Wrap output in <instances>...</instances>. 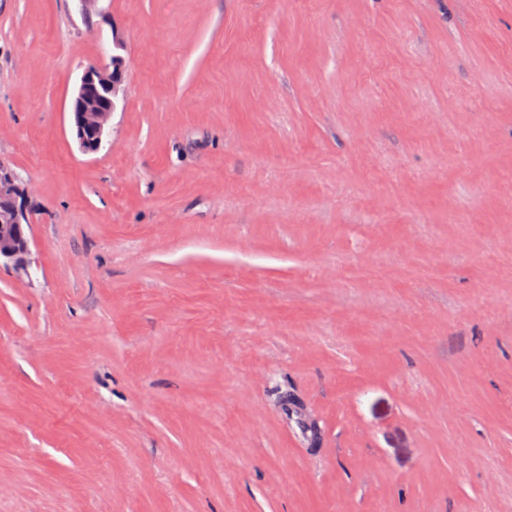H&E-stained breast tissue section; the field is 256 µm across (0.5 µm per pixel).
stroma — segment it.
Masks as SVG:
<instances>
[{"label":"stroma","mask_w":512,"mask_h":512,"mask_svg":"<svg viewBox=\"0 0 512 512\" xmlns=\"http://www.w3.org/2000/svg\"><path fill=\"white\" fill-rule=\"evenodd\" d=\"M0 157V512H512V0H0ZM124 63L113 52L83 71L69 112L70 135L83 154H97L106 141L109 121L118 108ZM20 175L0 158V266L29 276L32 270V218L17 183ZM3 193L1 192V188Z\"/></svg>","instance_id":"stroma-1"}]
</instances>
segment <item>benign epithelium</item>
Here are the masks:
<instances>
[{
    "label": "benign epithelium",
    "mask_w": 512,
    "mask_h": 512,
    "mask_svg": "<svg viewBox=\"0 0 512 512\" xmlns=\"http://www.w3.org/2000/svg\"><path fill=\"white\" fill-rule=\"evenodd\" d=\"M124 70L119 54L89 64L70 105V135L79 150L98 153L112 114L117 110ZM20 175L0 158V266L26 276L32 270V218L18 182Z\"/></svg>",
    "instance_id": "1"
}]
</instances>
